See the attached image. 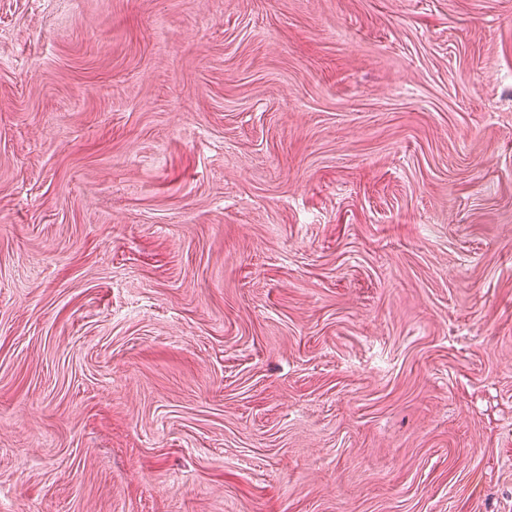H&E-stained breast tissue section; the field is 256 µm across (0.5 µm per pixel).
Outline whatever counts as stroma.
<instances>
[{
	"mask_svg": "<svg viewBox=\"0 0 512 512\" xmlns=\"http://www.w3.org/2000/svg\"><path fill=\"white\" fill-rule=\"evenodd\" d=\"M0 512H512V0H0Z\"/></svg>",
	"mask_w": 512,
	"mask_h": 512,
	"instance_id": "1",
	"label": "stroma"
}]
</instances>
